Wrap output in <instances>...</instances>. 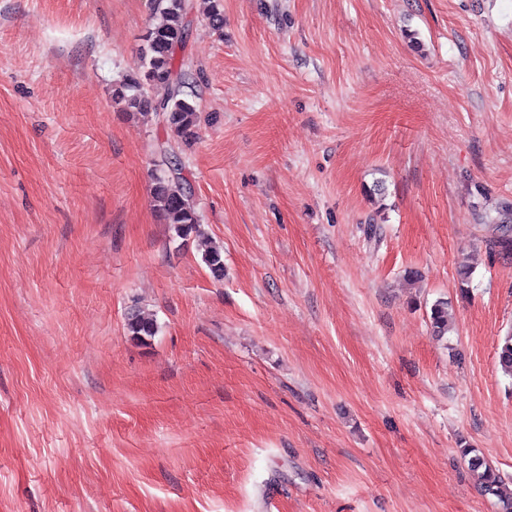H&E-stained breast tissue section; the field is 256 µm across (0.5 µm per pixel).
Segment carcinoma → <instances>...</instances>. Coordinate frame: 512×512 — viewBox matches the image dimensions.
Returning a JSON list of instances; mask_svg holds the SVG:
<instances>
[{"mask_svg":"<svg viewBox=\"0 0 512 512\" xmlns=\"http://www.w3.org/2000/svg\"><path fill=\"white\" fill-rule=\"evenodd\" d=\"M150 5L163 21L148 28L143 38L139 68L112 90V96L124 104L125 111L151 116L171 132L174 140L189 143L197 136V105L182 93V73L176 63V54L186 41L191 0H150ZM208 24L216 32L222 30V0H210ZM179 171L173 148L164 149L162 163L153 173L151 195L178 238H201V217ZM202 261L213 278L220 280L224 277L221 245L205 242ZM430 320L434 335L446 336L448 302H436L431 308ZM125 326L127 335L141 343L152 340L160 331L154 315L139 307L131 309ZM497 362L501 371L512 377V335L500 340ZM469 465L480 491L498 499L500 512H512V489L500 473L477 454L469 459Z\"/></svg>","mask_w":512,"mask_h":512,"instance_id":"obj_1","label":"carcinoma"}]
</instances>
